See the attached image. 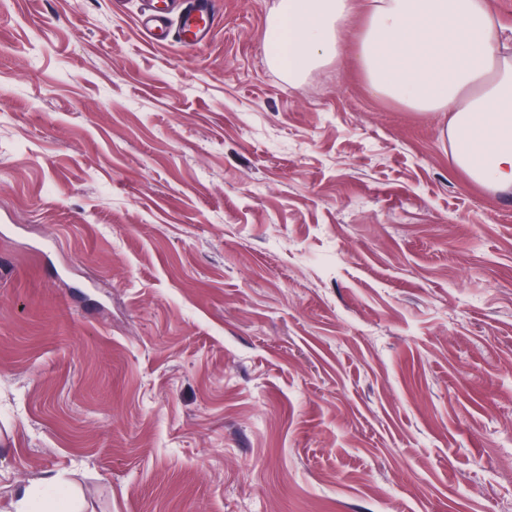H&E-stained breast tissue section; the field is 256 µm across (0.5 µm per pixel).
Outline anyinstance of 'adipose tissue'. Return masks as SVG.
I'll return each instance as SVG.
<instances>
[{"mask_svg": "<svg viewBox=\"0 0 512 512\" xmlns=\"http://www.w3.org/2000/svg\"><path fill=\"white\" fill-rule=\"evenodd\" d=\"M356 17L357 60L371 92L447 113L455 167L488 192L512 191V25L486 0H280L268 53L299 81L343 59Z\"/></svg>", "mask_w": 512, "mask_h": 512, "instance_id": "obj_1", "label": "adipose tissue"}]
</instances>
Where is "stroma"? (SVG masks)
Wrapping results in <instances>:
<instances>
[{"mask_svg":"<svg viewBox=\"0 0 512 512\" xmlns=\"http://www.w3.org/2000/svg\"><path fill=\"white\" fill-rule=\"evenodd\" d=\"M277 3L0 0V512H512V193ZM151 1L141 21L146 36L155 42L201 46L219 23L214 0Z\"/></svg>","mask_w":512,"mask_h":512,"instance_id":"1","label":"stroma"}]
</instances>
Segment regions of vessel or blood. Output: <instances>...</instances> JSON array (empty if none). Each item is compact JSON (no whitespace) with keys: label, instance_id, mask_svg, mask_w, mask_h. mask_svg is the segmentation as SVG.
<instances>
[{"label":"vessel or blood","instance_id":"1","mask_svg":"<svg viewBox=\"0 0 512 512\" xmlns=\"http://www.w3.org/2000/svg\"><path fill=\"white\" fill-rule=\"evenodd\" d=\"M218 23L215 0H151L142 18L149 39L192 47L204 44Z\"/></svg>","mask_w":512,"mask_h":512}]
</instances>
